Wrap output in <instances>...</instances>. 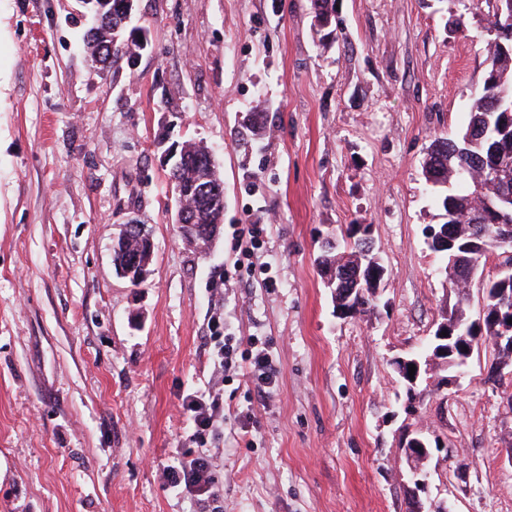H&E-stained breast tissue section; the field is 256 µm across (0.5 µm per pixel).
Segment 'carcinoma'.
<instances>
[{
	"label": "carcinoma",
	"mask_w": 512,
	"mask_h": 512,
	"mask_svg": "<svg viewBox=\"0 0 512 512\" xmlns=\"http://www.w3.org/2000/svg\"><path fill=\"white\" fill-rule=\"evenodd\" d=\"M87 49L99 70L141 51L140 39L123 22L118 10L106 16L92 29ZM423 170L425 178L442 188L443 222L429 225V248L442 261V269L451 277V292L456 302L448 321L457 336H483L491 339L512 331V325L497 317L503 298L512 299V279L492 284L487 299L488 317L481 327L468 325L463 316L467 293L453 280L460 263H481L503 249L496 224L505 213L503 197L512 194V39L495 34L489 40L486 70L482 84L473 95L470 119L454 138H442L433 144ZM176 209H185L179 233L189 245L205 252L220 234L224 221V197L206 195L205 184L223 181L219 167L208 147L195 141L181 143L180 162L169 172ZM482 209L487 223H471V214ZM366 231L352 224L341 232V246L327 241L318 256L319 266H338L349 272V286L357 289L350 302L355 313L366 315L374 309V288L365 279L355 283L354 276L368 265H380L370 251ZM129 256L139 258L140 272L149 273L154 259V244L146 237H117L113 246L114 267H123Z\"/></svg>",
	"instance_id": "cac0c4a2"
}]
</instances>
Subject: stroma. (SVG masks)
<instances>
[{
	"label": "stroma",
	"instance_id": "35a3bbf8",
	"mask_svg": "<svg viewBox=\"0 0 512 512\" xmlns=\"http://www.w3.org/2000/svg\"><path fill=\"white\" fill-rule=\"evenodd\" d=\"M330 4L328 37L311 0H134L151 49L97 72L74 0H0V512H201L165 477L201 450L221 512H409L417 434L431 507L512 512L492 348L459 372L434 362L411 414L396 369L455 302L425 243L441 216L422 164L469 120L496 2ZM188 139L224 179L205 254L168 219L163 155ZM134 217L155 244L138 286L112 264ZM246 224L265 227L257 249ZM349 224L385 269L364 318L337 317L315 263ZM218 310L237 344L221 377ZM216 386L201 448L183 399Z\"/></svg>",
	"mask_w": 512,
	"mask_h": 512
}]
</instances>
